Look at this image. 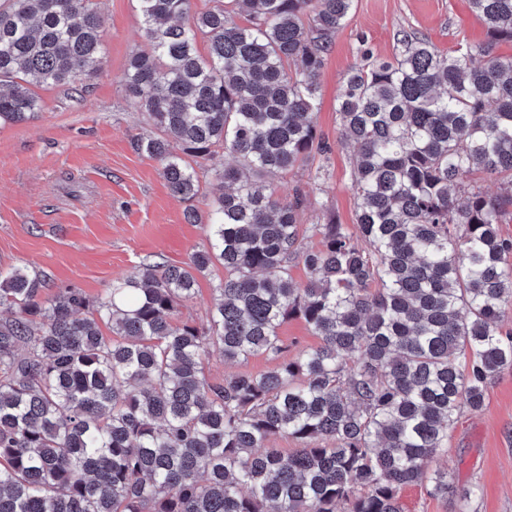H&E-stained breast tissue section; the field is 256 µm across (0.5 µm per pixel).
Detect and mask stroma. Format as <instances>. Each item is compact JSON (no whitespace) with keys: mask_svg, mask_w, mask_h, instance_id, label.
Returning <instances> with one entry per match:
<instances>
[{"mask_svg":"<svg viewBox=\"0 0 512 512\" xmlns=\"http://www.w3.org/2000/svg\"><path fill=\"white\" fill-rule=\"evenodd\" d=\"M98 3L100 75L76 92L41 91L43 108L34 119L0 126V267L24 266L45 275L52 288L91 297L147 261L180 265L206 246L202 226L184 213L190 207L207 213L230 162L221 153L209 159L199 171L204 193L187 203L170 192L161 163L134 150V137L151 130L122 83L131 55L146 46L136 0ZM403 29L442 51L489 40L469 0H354L318 77L313 121L332 147L330 178L314 181L315 162L296 165L275 180L276 198L288 201L303 188L339 223L354 226L355 156L340 142L337 97L344 75L361 61L359 47L391 59ZM438 465L448 471L447 495H430L423 482L404 487L401 512H512V367L491 381L481 408L463 410ZM467 488L473 494L463 511L458 495Z\"/></svg>","mask_w":512,"mask_h":512,"instance_id":"1","label":"stroma"}]
</instances>
